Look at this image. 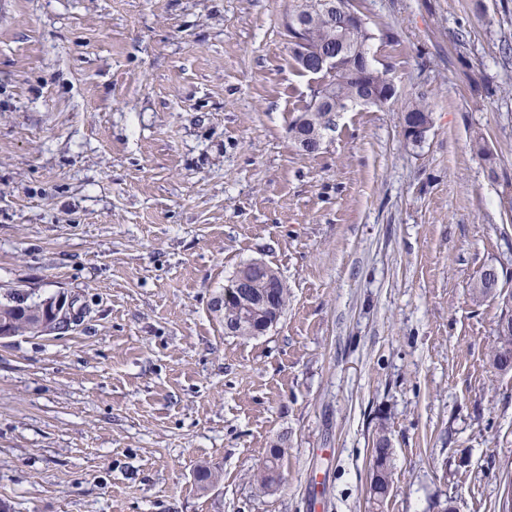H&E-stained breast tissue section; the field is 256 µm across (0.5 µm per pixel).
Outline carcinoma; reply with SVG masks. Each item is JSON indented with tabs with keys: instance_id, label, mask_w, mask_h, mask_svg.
Returning a JSON list of instances; mask_svg holds the SVG:
<instances>
[{
	"instance_id": "obj_1",
	"label": "carcinoma",
	"mask_w": 512,
	"mask_h": 512,
	"mask_svg": "<svg viewBox=\"0 0 512 512\" xmlns=\"http://www.w3.org/2000/svg\"><path fill=\"white\" fill-rule=\"evenodd\" d=\"M295 8L304 9L306 24L305 38L315 48L327 52L336 50L340 40L346 38L352 41V46L343 56L336 67L332 78L333 92L336 95V111L344 112L349 106L356 104L360 94L361 84L358 74L364 63L371 62L370 43L373 33L369 26L357 30L349 36L340 34L336 28L334 11L327 9L331 0H294ZM389 81L388 71L373 67L370 85L378 100H385L384 93ZM42 309L39 300L28 301V297L16 289L7 291L0 297V326L8 324L14 335L37 334L36 324ZM512 355V334H497L495 345L492 347L490 361L494 368L504 371L507 364L504 360ZM393 455L392 443L388 440L386 428H378L373 442L374 466L378 470L376 493L373 503L380 505L390 495L393 489ZM281 452H271L270 457L252 474L256 489L262 493L272 492L281 482L278 461Z\"/></svg>"
}]
</instances>
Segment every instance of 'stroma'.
Here are the masks:
<instances>
[{"label": "stroma", "mask_w": 512, "mask_h": 512, "mask_svg": "<svg viewBox=\"0 0 512 512\" xmlns=\"http://www.w3.org/2000/svg\"><path fill=\"white\" fill-rule=\"evenodd\" d=\"M355 3L398 96L307 153L293 0H0V289L79 314L0 340L9 512H498L512 371L474 285L512 293V0ZM253 261L288 305L243 339L212 303ZM431 113L427 109V107L420 103L412 104L408 107L406 112L403 114V126L409 125L415 118L421 117L423 114ZM429 130L428 124H417V125H409L404 129V136L411 140L420 141L423 140ZM72 304H67L62 299L50 297L45 302L44 314L41 318L40 328L42 333L48 334L63 328L72 317ZM502 318V317H501ZM503 319V318H502ZM501 319V321H502ZM500 321V328L498 329V334L496 337L495 345L492 347L490 354V361L494 368L500 371H509L512 367L506 369L508 364V358L510 356L511 361V353H512V326L510 325V335H502V325ZM503 359L506 360L504 363ZM386 428L381 425L375 435L373 442L374 466L378 470L376 493H373L371 485L370 498L373 496V503L380 505L390 495L393 489V455L392 443L388 440ZM276 445L273 446L270 457H268L265 463L254 471L251 476L256 489L263 493L276 490L281 482V474L278 465L281 451L275 452L274 448L278 447ZM277 449L282 450V448Z\"/></svg>", "instance_id": "obj_1"}]
</instances>
